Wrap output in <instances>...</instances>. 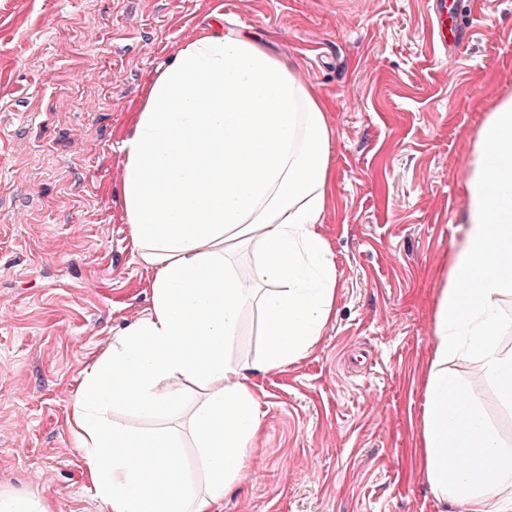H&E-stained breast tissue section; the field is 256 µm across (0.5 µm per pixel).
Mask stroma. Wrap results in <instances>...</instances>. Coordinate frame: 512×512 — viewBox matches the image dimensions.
I'll use <instances>...</instances> for the list:
<instances>
[{
  "instance_id": "stroma-1",
  "label": "stroma",
  "mask_w": 512,
  "mask_h": 512,
  "mask_svg": "<svg viewBox=\"0 0 512 512\" xmlns=\"http://www.w3.org/2000/svg\"><path fill=\"white\" fill-rule=\"evenodd\" d=\"M456 14L469 32L443 57L427 0H0V487L38 492L50 512H104L68 416L152 282L110 152L149 77L225 18L332 105L319 231L337 301L305 357L251 373L263 428L217 512H451L420 459L424 390L466 162L512 90V0H456Z\"/></svg>"
}]
</instances>
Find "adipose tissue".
Instances as JSON below:
<instances>
[{"mask_svg":"<svg viewBox=\"0 0 512 512\" xmlns=\"http://www.w3.org/2000/svg\"><path fill=\"white\" fill-rule=\"evenodd\" d=\"M329 103L240 28L204 33L158 69L121 144L133 251L154 274L150 306L85 370L68 425L105 512H216L262 431L248 370L310 351L336 308L319 226L331 202ZM467 233L435 304L421 460L458 512H512V444L448 374L476 359L512 410V93L496 99L469 159ZM256 257L249 277L230 262ZM264 338L232 357L242 312ZM121 410L144 419L134 427ZM194 461L185 464L184 440Z\"/></svg>","mask_w":512,"mask_h":512,"instance_id":"adipose-tissue-1","label":"adipose tissue"}]
</instances>
